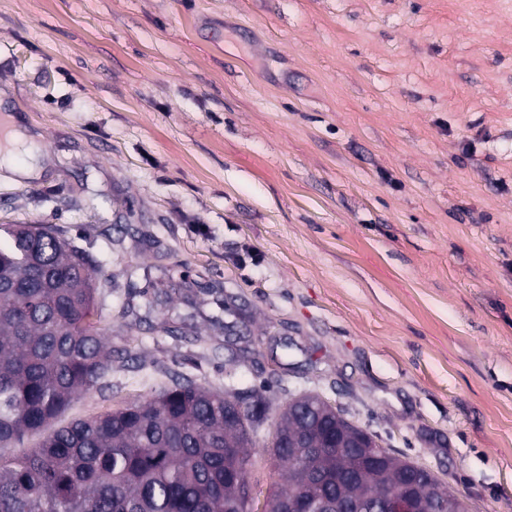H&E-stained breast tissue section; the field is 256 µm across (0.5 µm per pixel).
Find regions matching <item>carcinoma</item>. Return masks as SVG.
<instances>
[{
  "label": "carcinoma",
  "instance_id": "carcinoma-1",
  "mask_svg": "<svg viewBox=\"0 0 512 512\" xmlns=\"http://www.w3.org/2000/svg\"><path fill=\"white\" fill-rule=\"evenodd\" d=\"M106 275L86 251L50 225H0V447L41 433L35 448L0 454V512H238L254 484L256 442L268 412L288 449L286 486L264 499L303 500L306 512H381L386 495L412 488L428 506L469 512L430 472L382 447L377 437L315 394L284 405L250 401L176 380L148 399L66 426L54 420L83 394L107 387L112 349L99 326L97 294ZM366 433V446L332 448Z\"/></svg>",
  "mask_w": 512,
  "mask_h": 512
}]
</instances>
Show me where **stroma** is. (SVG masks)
Masks as SVG:
<instances>
[{"label": "stroma", "instance_id": "stroma-1", "mask_svg": "<svg viewBox=\"0 0 512 512\" xmlns=\"http://www.w3.org/2000/svg\"><path fill=\"white\" fill-rule=\"evenodd\" d=\"M0 224L112 279L57 425L267 380L512 512V0H0Z\"/></svg>", "mask_w": 512, "mask_h": 512}]
</instances>
